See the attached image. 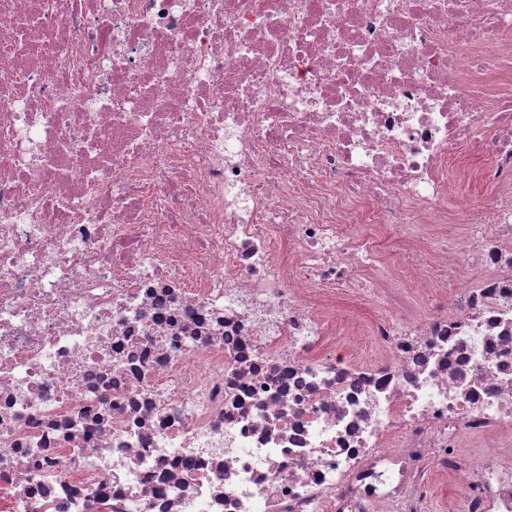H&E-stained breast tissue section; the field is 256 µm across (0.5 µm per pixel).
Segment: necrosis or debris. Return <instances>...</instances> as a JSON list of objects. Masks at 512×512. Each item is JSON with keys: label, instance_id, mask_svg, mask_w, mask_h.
Segmentation results:
<instances>
[{"label": "necrosis or debris", "instance_id": "1", "mask_svg": "<svg viewBox=\"0 0 512 512\" xmlns=\"http://www.w3.org/2000/svg\"><path fill=\"white\" fill-rule=\"evenodd\" d=\"M510 82L512 0H0V512H512ZM380 300L344 297L336 301V324L348 331L365 334L372 319L385 311ZM426 471L430 492L427 512H459L448 479L438 476L432 466L428 467Z\"/></svg>", "mask_w": 512, "mask_h": 512}]
</instances>
